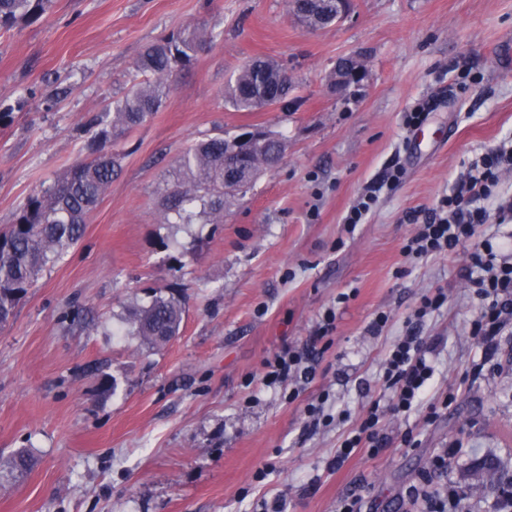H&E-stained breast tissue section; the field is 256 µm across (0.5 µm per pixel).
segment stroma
I'll return each instance as SVG.
<instances>
[{
	"label": "stroma",
	"instance_id": "35a3bbf8",
	"mask_svg": "<svg viewBox=\"0 0 512 512\" xmlns=\"http://www.w3.org/2000/svg\"><path fill=\"white\" fill-rule=\"evenodd\" d=\"M197 25L217 40L170 81L162 107L116 143L122 169L89 214L78 246L46 271L0 328V457L36 463L0 474V512H406L429 458L459 444L448 478L467 512H498L512 477V335L498 371L462 390L433 423L387 416L378 457L329 467L344 425L311 433L304 408L322 392L358 417L380 391V364L429 288L448 304L427 317L436 383L478 360L461 258L405 264L410 217L447 194L465 163L512 134V0H352L348 16L301 27L289 0H51L0 31V227L26 198L93 156L89 119L122 97L144 49ZM286 66L287 107L239 112L224 86L249 59ZM362 60L359 87L330 85L337 62ZM61 82L68 95L46 107ZM430 105L424 141L404 122ZM261 126L288 148L220 224H165L159 187L193 140ZM402 183L364 224L348 207L391 160ZM185 304L179 334L154 348L130 324L155 293ZM349 294L337 304L339 294ZM335 328L312 343L321 315ZM388 312L380 333L367 328ZM315 344L316 377L295 401L264 385L282 347ZM114 386H102L103 376ZM416 428L419 445L401 434Z\"/></svg>",
	"mask_w": 512,
	"mask_h": 512
}]
</instances>
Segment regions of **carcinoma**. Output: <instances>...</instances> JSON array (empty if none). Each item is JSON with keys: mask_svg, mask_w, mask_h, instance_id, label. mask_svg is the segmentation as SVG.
Segmentation results:
<instances>
[{"mask_svg": "<svg viewBox=\"0 0 512 512\" xmlns=\"http://www.w3.org/2000/svg\"><path fill=\"white\" fill-rule=\"evenodd\" d=\"M49 0H0V28L10 29L46 10ZM291 12L304 27L336 22L335 0L291 2ZM215 41L213 32L188 26L149 47L137 72L144 79L133 84L112 107L88 123L93 129L96 155L58 175L47 188L30 195L16 221L0 229V327L7 325L20 300L43 272L53 267L80 242L86 215L99 203L120 168L114 141L144 123L158 111L172 74L191 63ZM292 77L278 63L252 58L224 88L225 101L239 112H258L288 100L295 90ZM234 134H217L189 144L168 171L162 199V220L169 224H222L224 211L238 195L268 170L267 157H282L285 142L265 131L263 139L238 159L234 179L227 178L224 155ZM181 301L157 296L145 306L132 307L136 334L148 345L160 348L177 336L183 320ZM33 466L25 448L16 450L0 470L22 475Z\"/></svg>", "mask_w": 512, "mask_h": 512, "instance_id": "1", "label": "carcinoma"}]
</instances>
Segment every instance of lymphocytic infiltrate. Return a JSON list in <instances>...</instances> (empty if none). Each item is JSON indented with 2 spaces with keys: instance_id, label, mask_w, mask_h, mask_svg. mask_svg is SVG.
Segmentation results:
<instances>
[{
  "instance_id": "obj_1",
  "label": "lymphocytic infiltrate",
  "mask_w": 512,
  "mask_h": 512,
  "mask_svg": "<svg viewBox=\"0 0 512 512\" xmlns=\"http://www.w3.org/2000/svg\"><path fill=\"white\" fill-rule=\"evenodd\" d=\"M512 172V135L503 138L468 163L448 194L425 214L401 247L406 258L467 255L466 281L475 312L467 323L469 338L481 350L479 363L462 374L466 383L482 379L485 369L496 368L501 339L512 335V192L503 179ZM403 177L399 166H391L379 180L368 184L348 209L343 222L348 227L363 223L384 192L393 190ZM501 225L499 240L480 233L488 222ZM448 302L444 289L421 297L402 336L390 344L381 363L380 379L387 401L373 399L358 422L343 435L332 460L339 469L357 452L377 457L386 445L380 433L385 414L406 416L424 410L425 422L458 398L457 392L434 387L435 365L431 349L423 342L419 327L425 317ZM263 380L270 385L288 384L289 400H296L315 377V366L305 348L288 347L264 363ZM419 512H460L462 493L433 483L430 476L406 491Z\"/></svg>"
}]
</instances>
